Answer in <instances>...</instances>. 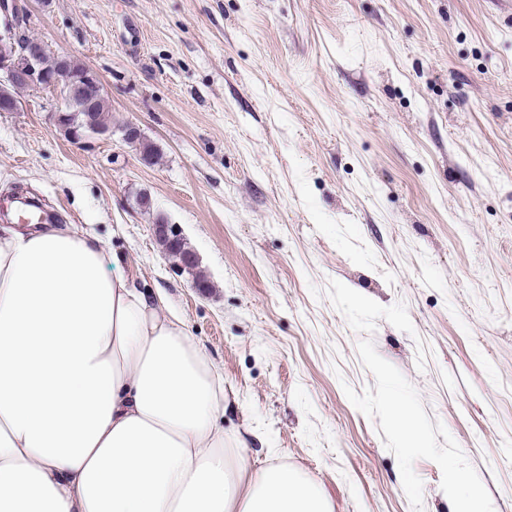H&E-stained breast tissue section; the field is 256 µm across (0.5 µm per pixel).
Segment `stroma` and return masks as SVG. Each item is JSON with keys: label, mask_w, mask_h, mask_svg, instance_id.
<instances>
[{"label": "stroma", "mask_w": 512, "mask_h": 512, "mask_svg": "<svg viewBox=\"0 0 512 512\" xmlns=\"http://www.w3.org/2000/svg\"><path fill=\"white\" fill-rule=\"evenodd\" d=\"M112 134L48 91L0 112L27 189L159 294L224 378L226 432L332 512H512V14L496 0H29ZM143 139L123 140L127 125ZM152 144L146 157L144 144ZM180 225L208 286L154 227ZM425 432L403 455L384 405ZM465 481L459 467L451 464L448 467V488L452 496L458 500L456 502V512H487L484 502L474 487L470 485L466 493H460Z\"/></svg>", "instance_id": "obj_1"}]
</instances>
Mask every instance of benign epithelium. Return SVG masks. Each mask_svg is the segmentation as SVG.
<instances>
[{
    "label": "benign epithelium",
    "mask_w": 512,
    "mask_h": 512,
    "mask_svg": "<svg viewBox=\"0 0 512 512\" xmlns=\"http://www.w3.org/2000/svg\"><path fill=\"white\" fill-rule=\"evenodd\" d=\"M25 0H0V84L22 85L28 89H49L67 98L75 88L103 94V86L90 69L76 76L65 67L48 73L43 67L47 52L41 41L29 37L23 24L27 17Z\"/></svg>",
    "instance_id": "1"
}]
</instances>
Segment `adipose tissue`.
<instances>
[{
  "instance_id": "ef3b65f1",
  "label": "adipose tissue",
  "mask_w": 512,
  "mask_h": 512,
  "mask_svg": "<svg viewBox=\"0 0 512 512\" xmlns=\"http://www.w3.org/2000/svg\"><path fill=\"white\" fill-rule=\"evenodd\" d=\"M106 267L66 224L0 235V512H332L287 465L229 455L206 351ZM387 412L424 446L403 401Z\"/></svg>"
}]
</instances>
